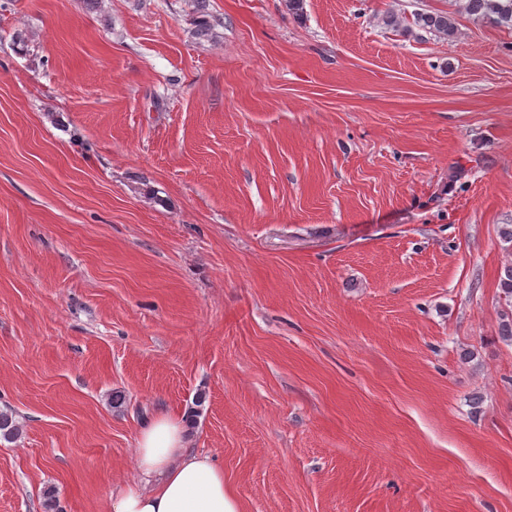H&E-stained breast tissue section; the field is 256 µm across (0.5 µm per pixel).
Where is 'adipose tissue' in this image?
I'll list each match as a JSON object with an SVG mask.
<instances>
[{
    "instance_id": "ef3b65f1",
    "label": "adipose tissue",
    "mask_w": 512,
    "mask_h": 512,
    "mask_svg": "<svg viewBox=\"0 0 512 512\" xmlns=\"http://www.w3.org/2000/svg\"><path fill=\"white\" fill-rule=\"evenodd\" d=\"M185 413L168 412L142 427L135 448L140 481L110 492L109 512H242L224 470L187 448Z\"/></svg>"
}]
</instances>
